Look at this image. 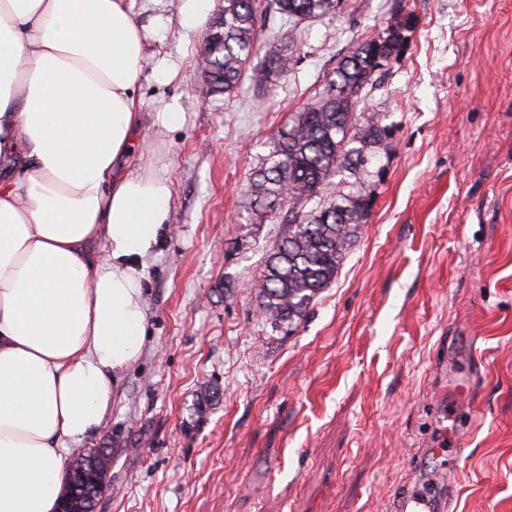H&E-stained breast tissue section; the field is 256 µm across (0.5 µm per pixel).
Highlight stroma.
Instances as JSON below:
<instances>
[{"mask_svg":"<svg viewBox=\"0 0 512 512\" xmlns=\"http://www.w3.org/2000/svg\"><path fill=\"white\" fill-rule=\"evenodd\" d=\"M271 2L252 62L281 41L297 62L228 95L203 81L207 30L130 2L148 38L128 162L169 178L172 230L144 352L83 442L112 451L96 512H387L441 474L456 512H512V0H344L295 26ZM407 14L358 104L389 129L360 174L368 220L330 287L271 323L252 284L288 226L252 223V173L353 44Z\"/></svg>","mask_w":512,"mask_h":512,"instance_id":"obj_1","label":"stroma"}]
</instances>
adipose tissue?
<instances>
[{
	"mask_svg": "<svg viewBox=\"0 0 512 512\" xmlns=\"http://www.w3.org/2000/svg\"><path fill=\"white\" fill-rule=\"evenodd\" d=\"M143 31L127 0H0V512H57L143 353L172 201L123 164Z\"/></svg>",
	"mask_w": 512,
	"mask_h": 512,
	"instance_id": "1",
	"label": "adipose tissue"
}]
</instances>
